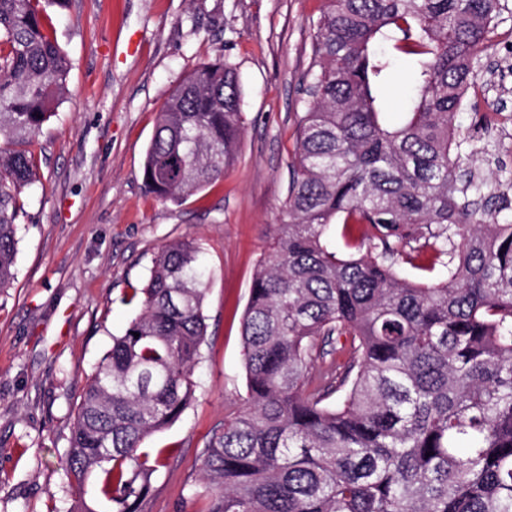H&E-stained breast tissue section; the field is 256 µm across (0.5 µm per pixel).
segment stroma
I'll return each mask as SVG.
<instances>
[{
    "mask_svg": "<svg viewBox=\"0 0 512 512\" xmlns=\"http://www.w3.org/2000/svg\"><path fill=\"white\" fill-rule=\"evenodd\" d=\"M476 68V108L456 124L472 170L512 177V0ZM324 0H70L55 18L68 91L42 127L40 181L20 195L16 279L0 291V512H70L64 470L80 394L138 311L156 253L196 240L208 272L195 399L145 446L161 456L141 512H207L201 465L224 418L246 406L242 318L259 261L287 219L297 120ZM135 37L137 49L113 58ZM234 65L243 135L222 180L177 203L149 193L145 150L172 90L202 62ZM508 122L483 127L476 112Z\"/></svg>",
    "mask_w": 512,
    "mask_h": 512,
    "instance_id": "obj_1",
    "label": "stroma"
}]
</instances>
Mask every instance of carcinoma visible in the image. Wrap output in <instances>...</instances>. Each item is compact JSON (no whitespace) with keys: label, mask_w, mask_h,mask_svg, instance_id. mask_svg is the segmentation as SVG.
Segmentation results:
<instances>
[{"label":"carcinoma","mask_w":512,"mask_h":512,"mask_svg":"<svg viewBox=\"0 0 512 512\" xmlns=\"http://www.w3.org/2000/svg\"><path fill=\"white\" fill-rule=\"evenodd\" d=\"M68 3L0 0L1 290L16 277L36 139L66 95L52 15ZM498 17V0H325L288 222L242 321L247 407L203 461L208 512H512V219L461 170L468 140L454 124ZM400 62L411 95L393 125L381 89ZM241 102L232 64L187 74L159 113L145 187L175 202L224 177ZM404 265L446 276L424 283ZM142 295L80 396L65 468L74 512H96L91 477L112 512H140L158 471L143 444L195 397L200 245L161 249Z\"/></svg>","instance_id":"obj_1"}]
</instances>
